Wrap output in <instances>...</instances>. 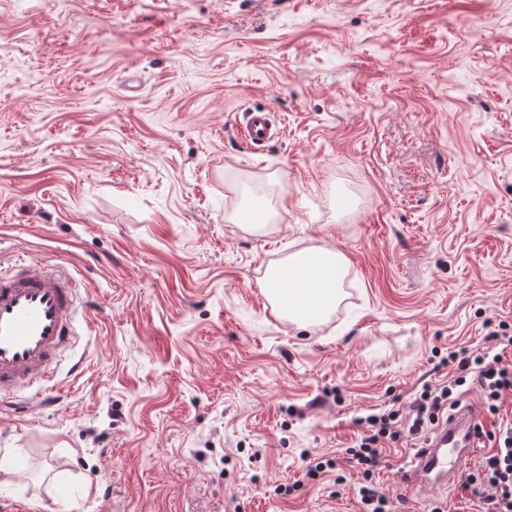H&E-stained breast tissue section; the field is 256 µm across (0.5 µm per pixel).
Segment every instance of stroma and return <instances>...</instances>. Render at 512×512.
I'll list each match as a JSON object with an SVG mask.
<instances>
[{
    "label": "stroma",
    "mask_w": 512,
    "mask_h": 512,
    "mask_svg": "<svg viewBox=\"0 0 512 512\" xmlns=\"http://www.w3.org/2000/svg\"><path fill=\"white\" fill-rule=\"evenodd\" d=\"M258 108L284 132L254 155ZM321 245L342 299L300 328L266 270ZM22 254L76 273L83 334L0 405V512H360L369 482L482 512L400 484L415 441L305 472L512 325V0H0V270Z\"/></svg>",
    "instance_id": "stroma-1"
}]
</instances>
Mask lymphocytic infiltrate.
Masks as SVG:
<instances>
[{
  "mask_svg": "<svg viewBox=\"0 0 512 512\" xmlns=\"http://www.w3.org/2000/svg\"><path fill=\"white\" fill-rule=\"evenodd\" d=\"M448 361L454 366V376L438 388L422 391L408 415L394 410L363 418L365 432L345 449L344 460L372 473L380 466L387 445L429 434L459 408L458 389L470 384L476 386L494 417L491 429L480 432L492 442L494 451L485 458L480 474L467 476L466 483L480 487L484 512H512V414L501 412L505 399L512 397V368L503 365L500 354H476L465 348L451 352Z\"/></svg>",
  "mask_w": 512,
  "mask_h": 512,
  "instance_id": "obj_1",
  "label": "lymphocytic infiltrate"
}]
</instances>
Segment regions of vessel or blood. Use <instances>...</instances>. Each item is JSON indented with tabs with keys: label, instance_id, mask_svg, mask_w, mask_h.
<instances>
[{
	"label": "vessel or blood",
	"instance_id": "obj_1",
	"mask_svg": "<svg viewBox=\"0 0 512 512\" xmlns=\"http://www.w3.org/2000/svg\"><path fill=\"white\" fill-rule=\"evenodd\" d=\"M238 127L248 150L255 153L282 134L266 111L244 112ZM81 290L71 274L53 268L36 270L23 258L15 260L10 273L0 274L1 402L57 386V365L78 337ZM480 422V415L468 408L454 414L402 468L401 479L411 486L447 487L468 467L474 428Z\"/></svg>",
	"mask_w": 512,
	"mask_h": 512
}]
</instances>
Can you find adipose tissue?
Here are the masks:
<instances>
[{"label":"adipose tissue","instance_id":"obj_1","mask_svg":"<svg viewBox=\"0 0 512 512\" xmlns=\"http://www.w3.org/2000/svg\"><path fill=\"white\" fill-rule=\"evenodd\" d=\"M348 266L347 257L337 248L303 249L271 267L266 286L290 322L309 326L323 319L341 301Z\"/></svg>","mask_w":512,"mask_h":512}]
</instances>
